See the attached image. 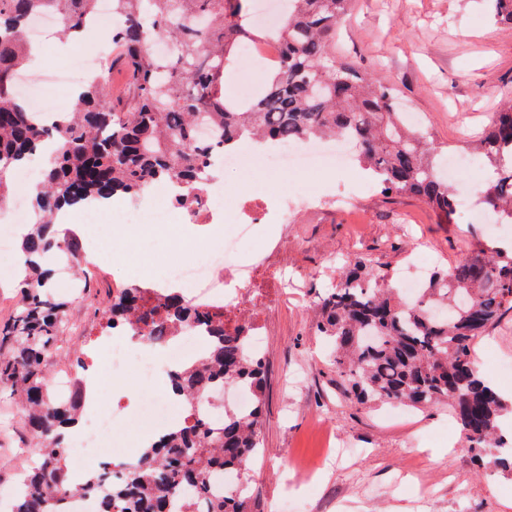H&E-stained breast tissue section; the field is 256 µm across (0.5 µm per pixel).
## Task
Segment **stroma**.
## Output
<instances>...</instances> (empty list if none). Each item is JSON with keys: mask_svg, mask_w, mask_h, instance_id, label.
<instances>
[{"mask_svg": "<svg viewBox=\"0 0 512 512\" xmlns=\"http://www.w3.org/2000/svg\"><path fill=\"white\" fill-rule=\"evenodd\" d=\"M103 38L72 48L51 35L33 72L71 63L77 51L100 53ZM336 51L400 94L402 111L412 113L435 146L455 143L462 131H481L504 98L512 96V23L494 17L487 0H352L336 32ZM348 192L340 209L325 203L296 206L290 222L258 225L242 247L243 259L259 258L271 270L265 280L271 307L260 315L265 345L264 417L261 448L242 473L252 512H268L271 501L299 503L302 512H512V467L480 465L447 409L409 410L397 405L357 403L346 381L327 360L314 334L315 304L337 279L344 261L374 260L396 283L397 273L423 254L449 269L460 259L457 244H512V224L490 229L478 221L439 223L433 211L408 196H387L370 187L362 169L328 174L322 193ZM151 193L117 198L110 219L84 216L78 232L81 254L97 249L105 274L83 295H71L80 267L65 269L59 292L70 294L66 334L48 362V373L73 356H93L103 329L94 310L113 289L161 287L167 267L204 256L217 236L174 244L168 233L149 234L137 255L119 260L133 225L128 212ZM484 379L512 402V377L499 364L512 361V311L485 329L474 347ZM106 404L127 411L113 434V459L138 454L148 437L130 405L143 386L134 373L100 381ZM30 438L16 417L13 399L0 398V486H15L28 466L22 452ZM431 484L432 499L418 486Z\"/></svg>", "mask_w": 512, "mask_h": 512, "instance_id": "stroma-1", "label": "stroma"}]
</instances>
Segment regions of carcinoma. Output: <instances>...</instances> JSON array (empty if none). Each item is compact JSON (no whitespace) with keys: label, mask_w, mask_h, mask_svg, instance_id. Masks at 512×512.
Masks as SVG:
<instances>
[{"label":"carcinoma","mask_w":512,"mask_h":512,"mask_svg":"<svg viewBox=\"0 0 512 512\" xmlns=\"http://www.w3.org/2000/svg\"><path fill=\"white\" fill-rule=\"evenodd\" d=\"M350 3L285 0L275 32L282 38L281 62L258 97L236 103L224 99V71L234 50L255 37L246 22L250 0H112L120 19L112 42L129 75L128 99L109 100L106 75L95 74L81 85L73 111L48 125L15 90L28 57L23 33L37 13L54 11L67 35L84 36L96 0H0V201L8 194L5 174L47 143L56 145L33 194L38 221L21 241L27 256L21 305L0 325V396L17 395L28 408L25 426L40 453L21 477L12 512H66L72 491L94 499L98 512H250L244 493L217 497L209 479L216 470L246 469L259 451L262 358L249 349L245 326L224 333V308L195 305L175 288L118 289L102 320L106 329L133 324L158 345L187 326L210 329L212 341L199 358L169 375L187 416L142 449L136 462L118 470L106 465L76 486L68 479L64 435L78 419L83 395L56 397L44 374L65 333L68 302L52 292L53 270L32 261L79 259L73 235L57 229L65 207L169 182L180 185L175 206L193 211L215 158L244 140L263 145L345 136L382 193L414 197L440 222H455L454 191L439 174L441 148L428 143L423 128L404 123L391 87L332 49ZM153 34L170 43L166 55L150 49ZM463 146L494 169L483 202L512 220V102ZM384 281L372 261L354 260L336 287L318 296L315 333L332 346L330 366L362 403L448 405L480 458L511 447L499 426L506 404L483 380L473 346L489 324L512 311V248L481 249L434 273L412 304ZM219 384L251 389V411L226 413L221 422L196 415L199 401Z\"/></svg>","instance_id":"1"}]
</instances>
